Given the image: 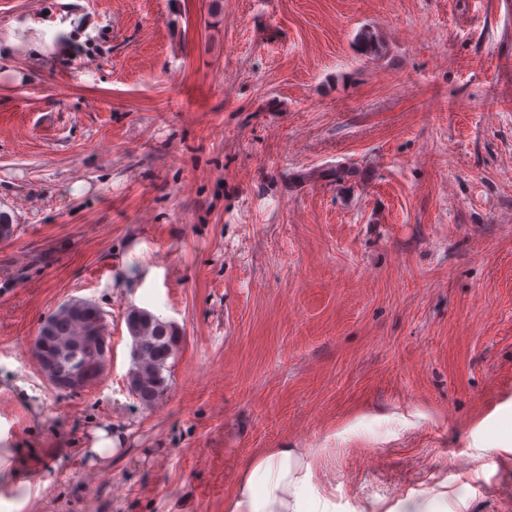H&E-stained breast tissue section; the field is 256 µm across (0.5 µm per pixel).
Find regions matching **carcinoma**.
I'll return each instance as SVG.
<instances>
[{
  "mask_svg": "<svg viewBox=\"0 0 512 512\" xmlns=\"http://www.w3.org/2000/svg\"><path fill=\"white\" fill-rule=\"evenodd\" d=\"M125 324L131 341L127 386L142 408L150 410L167 394L169 360L176 354L180 336L171 323L144 308L129 309ZM44 326V345L33 347L37 364H48L60 382L67 380L76 360L94 376L104 375L108 328L99 308L87 300L64 303L44 319Z\"/></svg>",
  "mask_w": 512,
  "mask_h": 512,
  "instance_id": "cac0c4a2",
  "label": "carcinoma"
}]
</instances>
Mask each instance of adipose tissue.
Masks as SVG:
<instances>
[{"instance_id": "ef3b65f1", "label": "adipose tissue", "mask_w": 512, "mask_h": 512, "mask_svg": "<svg viewBox=\"0 0 512 512\" xmlns=\"http://www.w3.org/2000/svg\"><path fill=\"white\" fill-rule=\"evenodd\" d=\"M313 453L270 448L245 469L224 500V512H316L308 493L315 486Z\"/></svg>"}]
</instances>
